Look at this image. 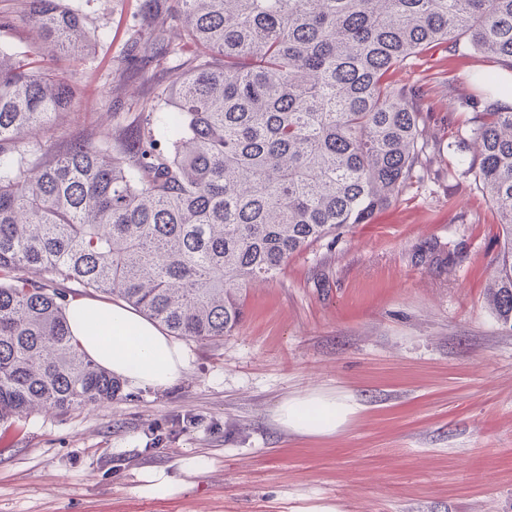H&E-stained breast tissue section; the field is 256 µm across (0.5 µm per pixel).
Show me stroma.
<instances>
[{"instance_id": "1", "label": "stroma", "mask_w": 512, "mask_h": 512, "mask_svg": "<svg viewBox=\"0 0 512 512\" xmlns=\"http://www.w3.org/2000/svg\"><path fill=\"white\" fill-rule=\"evenodd\" d=\"M136 4L60 0L93 42L80 62L39 52L22 24L0 27V47L34 56L81 103L35 157L58 154L61 134H104L108 113L134 117L161 82L150 65L112 79ZM502 71L436 46L394 72L430 98L439 157L420 182L247 288L230 336L180 338L173 385L127 382L109 403L0 424V512H512V321L488 302L504 236L456 165L472 153L481 77ZM432 243L448 263L421 262ZM315 392L353 396L359 410L330 436L274 421L284 398Z\"/></svg>"}]
</instances>
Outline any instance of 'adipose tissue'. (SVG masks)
<instances>
[{"instance_id":"1","label":"adipose tissue","mask_w":512,"mask_h":512,"mask_svg":"<svg viewBox=\"0 0 512 512\" xmlns=\"http://www.w3.org/2000/svg\"><path fill=\"white\" fill-rule=\"evenodd\" d=\"M70 306L78 318L70 330L85 352L113 374L134 385L165 388L185 366L181 346L155 323L124 304L79 297ZM357 410L352 397L311 393L283 399L274 419L299 435H331Z\"/></svg>"}]
</instances>
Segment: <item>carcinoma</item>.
Wrapping results in <instances>:
<instances>
[{
  "instance_id": "cac0c4a2",
  "label": "carcinoma",
  "mask_w": 512,
  "mask_h": 512,
  "mask_svg": "<svg viewBox=\"0 0 512 512\" xmlns=\"http://www.w3.org/2000/svg\"><path fill=\"white\" fill-rule=\"evenodd\" d=\"M137 0L127 57L169 82L135 124L30 159L77 101L61 78L0 51V422L103 404L120 378L70 332L71 282L172 336L210 341L243 318L240 293L312 243L366 224L411 187L431 105L390 73L431 46L512 65V0ZM44 51L86 56L81 17L26 0ZM196 55L182 57L170 25ZM468 170L505 233L490 304L512 319V106L476 111Z\"/></svg>"
}]
</instances>
